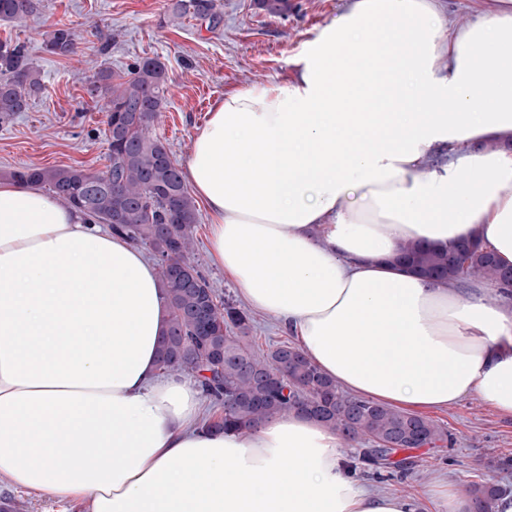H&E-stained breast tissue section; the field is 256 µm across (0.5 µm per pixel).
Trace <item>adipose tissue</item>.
Returning <instances> with one entry per match:
<instances>
[{"label": "adipose tissue", "mask_w": 512, "mask_h": 512, "mask_svg": "<svg viewBox=\"0 0 512 512\" xmlns=\"http://www.w3.org/2000/svg\"><path fill=\"white\" fill-rule=\"evenodd\" d=\"M479 2L454 27L441 0H348L290 82L217 101L185 170L245 304L407 413L475 395L512 417V306L391 261L475 239L512 266V0ZM167 330L137 248L0 180V479L91 512H416L316 419L203 427L198 384L162 375Z\"/></svg>", "instance_id": "1"}]
</instances>
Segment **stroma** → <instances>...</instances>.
Returning a JSON list of instances; mask_svg holds the SVG:
<instances>
[{
	"mask_svg": "<svg viewBox=\"0 0 512 512\" xmlns=\"http://www.w3.org/2000/svg\"><path fill=\"white\" fill-rule=\"evenodd\" d=\"M291 2L292 10L283 17L257 9L253 0H222L223 19L212 30L197 20L173 17V0H40L37 17L0 22L1 40L26 41L43 84L27 112L0 125V174L22 167L104 170L105 105L86 94L85 79L100 65L122 71L139 57L158 58L168 69L167 106L153 131L167 143L173 160L187 165L210 107L230 91L284 84L306 45L347 0ZM60 20L80 38L78 53L69 58L43 49L46 31ZM208 224L207 210H200L192 259L219 297L235 298L223 271L209 260ZM432 418L450 433L451 444L416 450L412 474L379 483V491L416 496L421 512H438L427 491L439 478L456 491L472 481L512 491L511 417L472 395ZM1 506L7 512H88L85 505L40 498L4 482Z\"/></svg>",
	"mask_w": 512,
	"mask_h": 512,
	"instance_id": "1",
	"label": "stroma"
}]
</instances>
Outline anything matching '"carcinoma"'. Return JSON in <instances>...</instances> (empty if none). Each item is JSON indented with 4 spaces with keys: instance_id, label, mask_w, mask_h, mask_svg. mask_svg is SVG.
Masks as SVG:
<instances>
[{
    "instance_id": "cac0c4a2",
    "label": "carcinoma",
    "mask_w": 512,
    "mask_h": 512,
    "mask_svg": "<svg viewBox=\"0 0 512 512\" xmlns=\"http://www.w3.org/2000/svg\"><path fill=\"white\" fill-rule=\"evenodd\" d=\"M257 9L286 16L290 0H254ZM40 0H0V21L21 22L39 13ZM172 14L219 24L216 0H174ZM78 35L59 21L47 32L44 50L69 57L77 52ZM171 82L165 65L141 58L126 71L101 66L86 81L91 99L106 100L103 131L108 164L96 174L81 168H21L8 177L48 188L63 205L79 209L96 224L111 225L112 233L157 260L166 291L169 329L160 346L161 367L198 379L224 429L244 432L285 412L309 415L349 442H360L362 464L377 478L407 477L410 452L441 447L448 432L434 420L379 405L343 393L311 364L298 348L281 342L262 350L250 336L251 320L236 305L217 300L210 281L191 261L197 207L185 186L181 169L167 144L152 134L166 105ZM39 71L27 43L0 41V124H8L29 109L41 93ZM420 269L433 270L447 285L461 288L474 278L501 283L506 269L480 247L461 263L448 252L409 242L400 249ZM185 263L196 279L187 287L172 266ZM288 362V374L269 384L261 376ZM463 492L473 512H489L502 488L494 483H467Z\"/></svg>"
}]
</instances>
